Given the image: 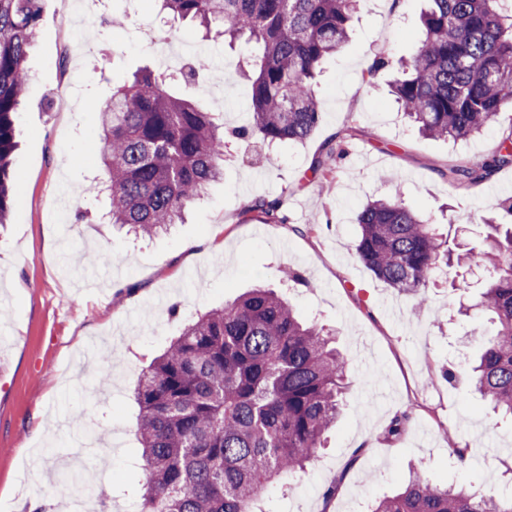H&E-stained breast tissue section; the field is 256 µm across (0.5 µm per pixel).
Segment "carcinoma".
<instances>
[{
  "mask_svg": "<svg viewBox=\"0 0 512 512\" xmlns=\"http://www.w3.org/2000/svg\"><path fill=\"white\" fill-rule=\"evenodd\" d=\"M175 19L196 20L232 38L263 46L250 62L252 122L232 132L273 146L303 141L322 112L312 86L322 61L350 40L363 0H160ZM423 36L392 84L403 112L431 139H465L512 106V14L503 0H429ZM39 0H0V223L11 205L15 119L29 81L25 61L36 38ZM199 58L177 73L150 69L93 102L106 220L152 235L182 221L207 187L224 176V126L202 100L173 90L195 82ZM512 166V133L480 168L453 167L459 182L488 179ZM245 213L281 223L279 206L255 199ZM355 251L378 279L419 296L448 266L452 248L436 225L398 200L379 199L359 212ZM482 244L456 255L483 266L480 304L497 331L481 352L442 376L465 377L502 416L512 418V223L492 224ZM348 361L336 337L301 320L288 298L254 288L193 320L141 370L134 397L146 481L140 512H262L274 483L303 473L319 457L347 390ZM412 418L396 414L385 436L402 435ZM369 512H512V497L476 495L433 484L421 467L406 485Z\"/></svg>",
  "mask_w": 512,
  "mask_h": 512,
  "instance_id": "cac0c4a2",
  "label": "carcinoma"
}]
</instances>
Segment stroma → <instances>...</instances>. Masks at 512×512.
<instances>
[{
	"label": "stroma",
	"instance_id": "35a3bbf8",
	"mask_svg": "<svg viewBox=\"0 0 512 512\" xmlns=\"http://www.w3.org/2000/svg\"><path fill=\"white\" fill-rule=\"evenodd\" d=\"M428 6L364 0L351 41L321 65L315 90L322 121L312 135L274 148L256 137L226 138L224 177L184 223L137 238L78 217L103 169L99 115L88 99L108 100L139 69H160L156 41L167 28L183 47L182 60H206L209 111L225 127H242L250 112L239 67L262 48L243 38L204 39L187 20L166 23L157 0H104V12L119 14V22L89 23L82 50H69L64 0H41L26 61L31 80L15 123L11 210L0 226V512H29L41 491L52 492L63 512L73 485L59 461L92 428L112 450L85 449L78 467L84 482L139 487L133 388L180 331L169 308L180 305L190 317L258 285L282 291L293 269L305 284L292 304L304 319L335 330L349 362L348 389L325 449L287 490L264 494L266 512H366L394 494L418 462L439 486L512 492V422L468 386L441 376L448 361L477 353L495 331L477 304L482 279L465 269L454 280L436 273L420 308L376 279L353 250L356 216L367 201L400 199L471 247L488 234L486 218L499 216V203L512 197V167L478 184L447 177L452 165L491 159L512 131V107L473 138L432 140L390 95L396 69L372 84L363 79L371 57L395 61L413 52ZM328 145L345 153L325 187L312 166ZM60 189L75 202L57 224ZM257 197L277 202L284 222L248 214ZM105 364L112 367L108 385L99 378ZM405 410L413 424L382 442L390 419ZM455 443L469 448L465 464L450 456ZM337 475L338 492L324 500Z\"/></svg>",
	"mask_w": 512,
	"mask_h": 512
}]
</instances>
